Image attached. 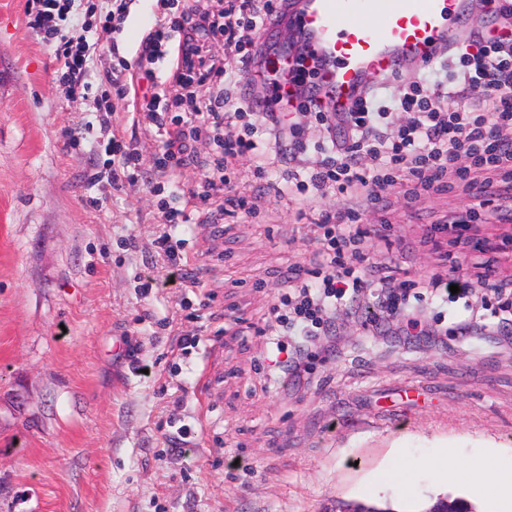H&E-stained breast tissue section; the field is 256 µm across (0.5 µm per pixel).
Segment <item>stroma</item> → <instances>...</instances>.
I'll return each mask as SVG.
<instances>
[{"label":"stroma","instance_id":"35a3bbf8","mask_svg":"<svg viewBox=\"0 0 512 512\" xmlns=\"http://www.w3.org/2000/svg\"><path fill=\"white\" fill-rule=\"evenodd\" d=\"M25 3L0 0V512H336L340 501L424 512L469 492L425 473L407 495L370 482L440 444L452 467L495 482L485 449L512 463V337L407 347L343 314L341 355L308 386L274 390L257 333L288 268H311L319 214L361 207L364 253L394 281L417 280L449 273L458 246L426 230L472 196L416 200L399 179L383 212L359 190L301 199L272 187L257 215L220 224L214 197L178 232L208 307L187 288H143L165 274L154 175L103 197L93 179L108 160L98 99L119 103L109 75L135 64L151 4L133 0L118 53L97 51L75 95ZM128 344L147 372L122 358ZM470 500L497 512L492 496Z\"/></svg>","mask_w":512,"mask_h":512}]
</instances>
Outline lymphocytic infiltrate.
Masks as SVG:
<instances>
[{"label": "lymphocytic infiltrate", "instance_id": "f902f5d3", "mask_svg": "<svg viewBox=\"0 0 512 512\" xmlns=\"http://www.w3.org/2000/svg\"><path fill=\"white\" fill-rule=\"evenodd\" d=\"M204 0H193L180 15H173L175 0H156L154 22L137 50V68L114 70L109 78L122 93L134 95V118L146 134L163 137L165 149H176L190 157L200 138L212 140L221 151L215 167L206 170L199 199L211 191L224 193L223 216L255 215L269 184V173L279 174L283 191L293 196L336 192L347 195L362 190L380 210L389 202L386 185L407 180L412 198L470 192L476 199L464 215L448 213L431 222L430 236L452 234L463 237L472 229L490 226L495 243L490 257L480 266L491 268L494 257L512 253V37L489 42L483 32L469 28V48L443 51L439 62L446 78L429 83L410 77L393 110L377 107L372 91H364L348 111H326L315 91L305 92L298 111H282L276 93L279 70L278 47L259 39L272 21H285L283 0H225L217 11L203 10ZM112 14L99 24L84 21L80 35L62 33L56 21L67 15L71 0H26L25 16L42 43L53 51L55 71L71 91L84 86L86 62L98 47L117 52L116 39L128 11L127 0H114ZM95 31L88 41L87 31ZM223 39V59L210 56L200 37ZM174 56L171 81H162L155 64ZM176 83L191 108L178 115L161 111L160 103L169 83ZM483 95L473 98V88ZM406 113L400 126H393V112ZM309 116L323 128L316 150L321 159L315 166L302 167L306 150L302 117ZM100 135L110 155L106 188L117 189L137 179L146 164L142 154L115 131L111 120L100 125ZM253 158L255 185L251 194L237 191L228 167L230 160ZM158 178L154 190L170 231L155 240L157 253L169 269L170 278H182L187 259L173 227L191 223L190 211L174 207L181 188L178 166L172 161H154ZM362 214L353 207L338 213L320 214L315 225L322 250L311 277L299 269L287 276L285 301L292 305L296 327L303 340L282 343L281 327L269 325L267 359L269 380L284 386L308 380L314 360L336 355L338 329L335 314L345 307L375 335L398 334L406 341L430 345L446 343L449 335L465 336L473 329H487L486 319H457L452 329L438 326L435 317L415 306L422 296L435 302L468 299L475 282L459 281L451 293L447 279L433 276L423 292L391 287L385 262L364 263ZM375 290L374 301L361 303L364 288Z\"/></svg>", "mask_w": 512, "mask_h": 512}]
</instances>
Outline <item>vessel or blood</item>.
Masks as SVG:
<instances>
[{
    "mask_svg": "<svg viewBox=\"0 0 512 512\" xmlns=\"http://www.w3.org/2000/svg\"><path fill=\"white\" fill-rule=\"evenodd\" d=\"M470 15L471 0H290L288 54L319 62L327 110L345 112L363 89L461 46ZM486 15V38L512 33V0H488Z\"/></svg>",
    "mask_w": 512,
    "mask_h": 512,
    "instance_id": "vessel-or-blood-1",
    "label": "vessel or blood"
}]
</instances>
